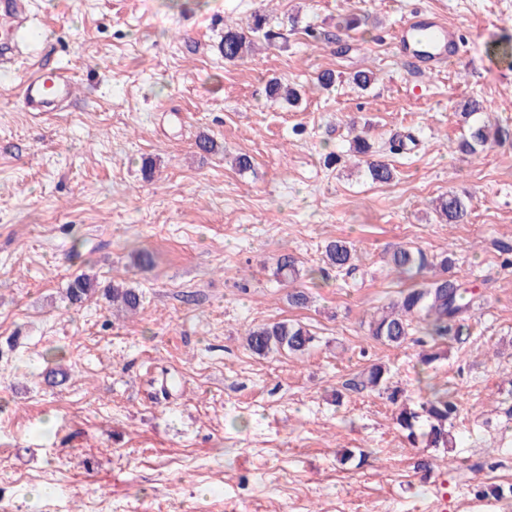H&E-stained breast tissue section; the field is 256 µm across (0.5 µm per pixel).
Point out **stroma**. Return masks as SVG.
Segmentation results:
<instances>
[{
  "instance_id": "stroma-1",
  "label": "stroma",
  "mask_w": 512,
  "mask_h": 512,
  "mask_svg": "<svg viewBox=\"0 0 512 512\" xmlns=\"http://www.w3.org/2000/svg\"><path fill=\"white\" fill-rule=\"evenodd\" d=\"M256 12L287 41L225 62V23ZM432 14L460 52L424 73L393 30ZM348 15L360 28L331 40ZM510 37L512 0H32L0 68V512H512L475 494L512 485V264L497 248L512 141L456 149L466 99L512 123V59L488 51ZM45 64L77 101L35 119L20 87ZM366 68L362 90L348 76ZM326 69L338 80L321 91ZM273 79L299 102L270 99ZM358 135L391 183L354 164ZM451 191L464 223L432 210ZM336 239L355 245V275L325 268ZM405 244L451 253L476 287L471 336L430 372L459 403L451 454L409 444L396 404L354 387L382 364L408 402L423 394L420 343L368 332L406 285L384 263ZM284 253L296 283L276 273ZM83 273L139 288L138 312L98 293L68 305ZM296 287L307 304L289 302ZM285 320L314 335L306 353L248 350V328ZM57 365L69 376L48 386ZM346 449L361 460L340 464Z\"/></svg>"
}]
</instances>
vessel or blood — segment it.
Instances as JSON below:
<instances>
[{"label": "vessel or blood", "mask_w": 512, "mask_h": 512, "mask_svg": "<svg viewBox=\"0 0 512 512\" xmlns=\"http://www.w3.org/2000/svg\"><path fill=\"white\" fill-rule=\"evenodd\" d=\"M396 42L424 71L441 67L456 52L453 30L436 18L414 17L404 21L397 29ZM71 96V80L60 68L37 72L20 91L24 107L38 110L68 100Z\"/></svg>", "instance_id": "obj_1"}]
</instances>
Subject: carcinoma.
<instances>
[{
    "label": "carcinoma",
    "mask_w": 512,
    "mask_h": 512,
    "mask_svg": "<svg viewBox=\"0 0 512 512\" xmlns=\"http://www.w3.org/2000/svg\"><path fill=\"white\" fill-rule=\"evenodd\" d=\"M282 38L283 33L270 25L267 16L255 14L245 23L224 25L220 48L225 61L237 62L244 60L256 44L272 45ZM270 94L289 102L298 99L293 87L279 81L271 82ZM510 138L512 130L507 127L480 125L471 128L469 136L460 141L457 148L465 154L477 155L487 145ZM367 170L374 183L387 184L394 178L393 169L383 161L367 162ZM436 211L450 224L462 223L468 216L466 203L453 192L439 197ZM355 255L356 249L345 240L331 241L325 247L326 263L339 271L349 273L354 270ZM386 262L407 279L424 273L430 274V277L401 292L400 299L391 310L373 317L368 324L370 336L387 345L400 347L417 329L435 343L459 341L470 335L474 290L469 283L451 273L454 260L450 255L437 257L419 248L395 246L387 252ZM276 274L287 280L296 279L300 275L297 259L290 253L280 255L276 261ZM95 287L92 277L80 274L68 284L65 296L70 304L79 305L95 291ZM103 295L112 305L126 312H133L142 304L139 289L122 284L104 288ZM314 341L315 336L307 328L287 321L253 327L246 334L248 349L260 357L281 351L303 354ZM357 386L383 390L388 393L390 401L399 404L395 424L409 443L422 440L429 448H444L450 453L457 447L453 428L458 404L448 390L427 379L425 400L419 406L412 407L400 401L401 392L389 386L388 369L380 364L363 371Z\"/></svg>",
    "instance_id": "obj_1"
}]
</instances>
